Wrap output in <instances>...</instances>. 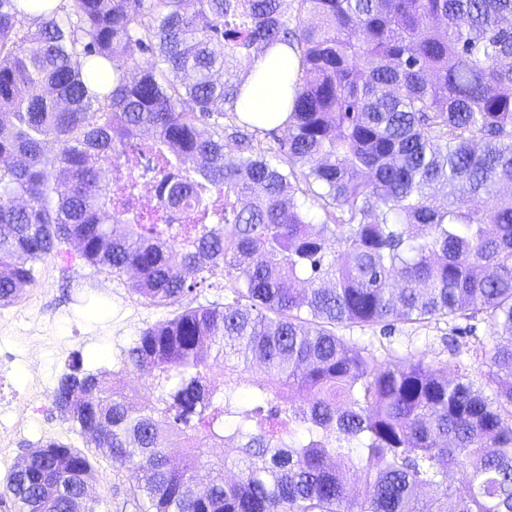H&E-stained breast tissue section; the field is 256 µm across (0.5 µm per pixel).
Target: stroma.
<instances>
[{
    "label": "stroma",
    "instance_id": "stroma-1",
    "mask_svg": "<svg viewBox=\"0 0 512 512\" xmlns=\"http://www.w3.org/2000/svg\"><path fill=\"white\" fill-rule=\"evenodd\" d=\"M129 275L97 271L81 259L76 245L64 254L38 263L36 278L26 294L0 307V394L16 403L32 402L31 421L25 434L10 448L0 449V492L16 464L47 441L60 440L86 452L94 467L90 495L96 512H138L132 493L135 470L113 462L90 447L82 435L54 407L52 391L60 376L76 362L96 373H113L121 351L157 320L172 316L174 307L158 309L144 304L132 290ZM446 324L414 329L395 324L392 336L398 345L413 344L429 362L471 365L467 345L448 347ZM42 340V395L31 401L32 379L26 362L31 337Z\"/></svg>",
    "mask_w": 512,
    "mask_h": 512
}]
</instances>
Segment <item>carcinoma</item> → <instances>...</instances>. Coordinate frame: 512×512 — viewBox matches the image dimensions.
I'll use <instances>...</instances> for the list:
<instances>
[{
  "label": "carcinoma",
  "instance_id": "cac0c4a2",
  "mask_svg": "<svg viewBox=\"0 0 512 512\" xmlns=\"http://www.w3.org/2000/svg\"><path fill=\"white\" fill-rule=\"evenodd\" d=\"M194 2L0 0V306L72 242L149 305L227 279L123 350L148 403L76 363L56 408L148 512H512V0ZM275 44L284 138L233 153ZM475 321L478 381L389 340L450 323L478 359ZM92 471L50 440L6 490L69 512ZM295 72L294 55L286 45H277L261 56L238 103L240 119L262 129L281 125L288 117Z\"/></svg>",
  "mask_w": 512,
  "mask_h": 512
}]
</instances>
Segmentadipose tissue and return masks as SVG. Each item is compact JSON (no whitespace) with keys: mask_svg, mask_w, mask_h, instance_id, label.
I'll list each match as a JSON object with an SVG mask.
<instances>
[{"mask_svg":"<svg viewBox=\"0 0 512 512\" xmlns=\"http://www.w3.org/2000/svg\"><path fill=\"white\" fill-rule=\"evenodd\" d=\"M296 63L291 49L278 45L261 56L238 103L242 121L262 129L281 125L288 117Z\"/></svg>","mask_w":512,"mask_h":512,"instance_id":"1","label":"adipose tissue"}]
</instances>
